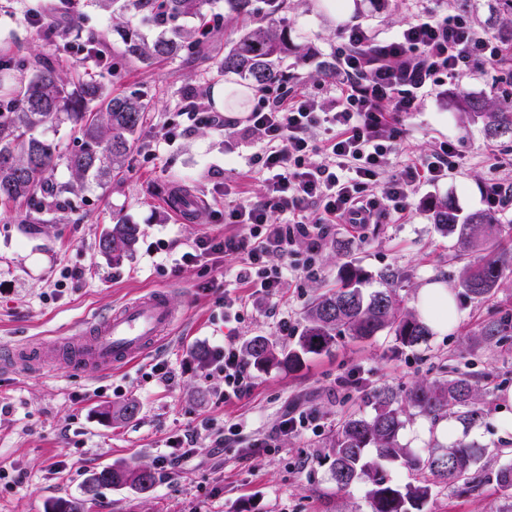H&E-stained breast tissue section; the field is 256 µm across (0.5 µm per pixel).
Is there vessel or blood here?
I'll use <instances>...</instances> for the list:
<instances>
[{
    "label": "vessel or blood",
    "mask_w": 512,
    "mask_h": 512,
    "mask_svg": "<svg viewBox=\"0 0 512 512\" xmlns=\"http://www.w3.org/2000/svg\"><path fill=\"white\" fill-rule=\"evenodd\" d=\"M162 292L125 303L91 325L81 341L19 345L11 350L10 365L35 366L63 362L67 367L99 376L123 367L137 355L151 351L158 338L178 322Z\"/></svg>",
    "instance_id": "vessel-or-blood-1"
}]
</instances>
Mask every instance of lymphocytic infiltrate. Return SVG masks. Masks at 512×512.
<instances>
[{
  "instance_id": "obj_1",
  "label": "lymphocytic infiltrate",
  "mask_w": 512,
  "mask_h": 512,
  "mask_svg": "<svg viewBox=\"0 0 512 512\" xmlns=\"http://www.w3.org/2000/svg\"><path fill=\"white\" fill-rule=\"evenodd\" d=\"M336 88L333 111H325L311 92L263 95L245 119L243 136L258 139L253 164L264 173L262 201L224 214L236 225L229 236L205 234L172 260L173 272L211 265L219 277H234L247 288L271 297L285 283L284 269L270 256L288 258L297 238L309 252L323 245L329 226L363 227L405 213L410 191L419 176L438 182L454 164L451 143L424 161L405 163L399 176L385 178L390 153L400 149L404 115L415 111L426 82L452 79L464 69L497 60L499 45L463 16L424 14L393 37L378 40L354 25L345 29L336 49ZM223 129V118L210 112L197 95H189L180 111L170 113L159 135L172 144L187 127ZM333 127L337 135L318 147L316 132ZM323 150L321 163L306 165L307 155ZM312 218H305V211ZM281 215L283 223L272 222ZM240 259L237 267L227 266ZM215 363L224 372L225 400L250 394L253 376L236 343H225Z\"/></svg>"
}]
</instances>
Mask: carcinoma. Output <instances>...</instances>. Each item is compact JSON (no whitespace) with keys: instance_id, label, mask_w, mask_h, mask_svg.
I'll list each match as a JSON object with an SVG mask.
<instances>
[{"instance_id":"obj_1","label":"carcinoma","mask_w":512,"mask_h":512,"mask_svg":"<svg viewBox=\"0 0 512 512\" xmlns=\"http://www.w3.org/2000/svg\"><path fill=\"white\" fill-rule=\"evenodd\" d=\"M111 10L112 30L123 43L117 56L109 57L103 38L92 36L82 43L86 52L100 60L96 74H85L80 64L66 68L50 58L21 53L0 57V75L20 80V87H3L0 93V199L33 203L38 195H51L59 186L53 176L65 165L71 178L119 175L136 148L152 101L139 89L115 93L109 85L122 83L126 67L138 63L145 68L158 60L182 59L213 77L235 75L247 85L269 90L282 85L288 57L298 47L288 39L289 0H224L227 14L216 13L219 0H92ZM236 22L224 43V55L213 56L204 39L224 28V17ZM158 29L149 41L138 23ZM483 25L495 31L512 57V0H494ZM461 123L482 120L490 140L512 137V106H500L482 93H462L453 101ZM68 121L76 132L74 148L63 153L57 144L36 135L41 127ZM436 228L445 236L457 235L466 248L499 251L512 225L503 224L497 212L475 211L463 215L452 202L435 200L427 206ZM138 228L117 220L98 240L99 251L118 260L135 245ZM456 289L458 295L484 298L501 287L506 271H512V254L496 259H467ZM403 276L389 270L382 275L383 288L364 296L363 273L345 265L336 287L316 298L304 313V327L296 346L285 351L264 336L253 338L244 348L248 362L258 369L275 365L298 367L309 354L328 350L338 336L369 339L379 332L394 336L403 347H414L431 336L428 325L405 308L397 293ZM485 393L469 375L423 381L400 393L387 388L375 396L374 413L350 416L332 442L333 478L345 490L354 483L369 486L370 512H421L436 483L467 488L474 465L483 449L463 440L427 450L423 456L399 445L403 417L414 410L435 419L456 413L463 424H474L483 415ZM375 450V456L368 454ZM402 460L426 478L405 485L393 484L380 473V461ZM495 481L501 497L512 501V464L501 467ZM101 485H131L148 490L153 473L139 466H112L95 473L86 494ZM84 501L60 498L48 512H83Z\"/></svg>"}]
</instances>
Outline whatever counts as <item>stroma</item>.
<instances>
[{
	"instance_id": "1",
	"label": "stroma",
	"mask_w": 512,
	"mask_h": 512,
	"mask_svg": "<svg viewBox=\"0 0 512 512\" xmlns=\"http://www.w3.org/2000/svg\"><path fill=\"white\" fill-rule=\"evenodd\" d=\"M56 2L0 0V49L56 56L54 41L36 38L22 23L29 10L51 17ZM356 3L351 18L333 21L313 10L310 0H291L288 33L303 52L289 67L285 86L316 93L327 110L334 108L337 92L323 81L320 66L333 59L343 28L354 23L384 39L420 14L414 0ZM78 9L81 19L72 36L93 33L105 38L108 53L122 50L104 11L90 0H80ZM500 76L499 65L492 63L426 85L416 111L403 121V147L390 155L386 175H399L403 159H424L448 141L456 157L447 179L415 185L409 210L397 222L368 225L359 237L347 225L331 226L315 257L318 276L288 273L272 297L237 288L231 280L221 289L209 287L212 273L203 266L171 273L153 252L159 240L184 249L205 233L232 234L234 225L219 223V213L263 197L264 183L251 162L256 147L239 133L193 127L171 146L138 143L119 176L87 179L78 192L48 202L30 224L20 220L25 205L0 203V348L65 336L80 340L92 320L152 290L164 292L182 314L151 353L102 376L61 364L0 372V465L20 478L10 486L0 483V512H46L59 497L82 499L84 512H192L198 506L203 512H370L364 484L341 491L331 477L329 443L339 425L354 414L370 415L375 391L404 392L452 370L473 375L488 393L482 419L465 432L485 453L475 467L474 488L461 492L433 486L422 512H498L502 502L495 474L512 464V423L500 413L512 391V275L488 299H457V321L418 346H400L385 332L368 340L345 336L329 350L307 355L299 368L253 370L254 387L239 401H225L224 374L207 355L225 342L243 345L256 336L294 348L307 305L333 288L351 262L363 269L368 293L380 288L386 270L402 272L399 294L412 310L425 284L454 287L462 268L454 255L462 246L456 237L437 231L426 204L448 197L462 212L479 211L486 207L489 183L512 182V138L487 139L482 122L460 123L449 106L462 92L512 103L511 94L495 87ZM125 84L153 97L155 106L143 126L149 132L179 111L190 93L209 98L214 81L176 59L148 69L131 65ZM178 191L201 201L182 222L168 207L169 196ZM119 218L137 225L139 238L131 253L115 261L100 253L98 239ZM67 268L84 270L85 276L52 297ZM227 292L245 301L239 321L224 319ZM283 318L288 321L284 334L278 327ZM492 319L504 321V329L491 340L473 342ZM159 364L169 371V380L157 375ZM131 402L137 406L135 416L118 417V409ZM106 408L114 410V417L103 416ZM305 410L318 417L314 432L280 437L279 450L272 454L254 448V440L275 432L289 413ZM203 421L233 424L237 430L220 448L211 435L201 433L192 457L148 491L102 487L86 496L90 478L103 467L154 468L169 437Z\"/></svg>"
}]
</instances>
